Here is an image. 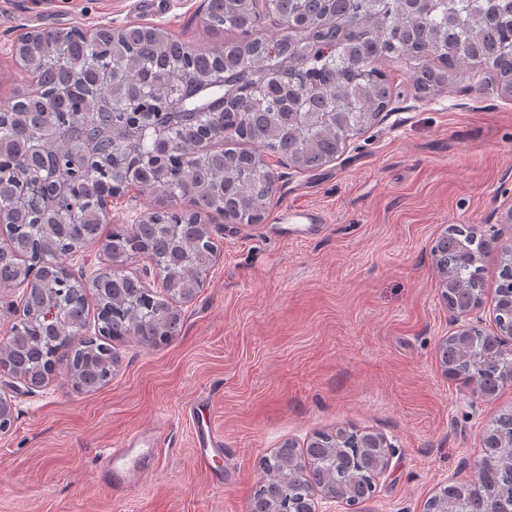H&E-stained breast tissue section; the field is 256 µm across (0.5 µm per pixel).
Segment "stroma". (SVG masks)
Masks as SVG:
<instances>
[{
	"label": "stroma",
	"mask_w": 512,
	"mask_h": 512,
	"mask_svg": "<svg viewBox=\"0 0 512 512\" xmlns=\"http://www.w3.org/2000/svg\"><path fill=\"white\" fill-rule=\"evenodd\" d=\"M203 14L202 0H0V101L36 86L12 51L26 32L139 24L201 49L240 40ZM382 67L397 88L387 112L318 169L273 163L278 192L261 222L206 214L224 232L202 288L179 305L177 336L114 343V375L91 392L61 374L33 390L0 377L14 406L0 512H248L262 457L339 426L394 447L364 512H424L448 476L469 479L485 427L512 411V385L484 399L440 365L456 325L432 248L464 226L490 243L493 279L512 240V98L477 68L423 100L405 65ZM306 206L322 223L289 235V209ZM197 400L224 435L216 474L195 462ZM134 434L157 444L118 497L98 459Z\"/></svg>",
	"instance_id": "35a3bbf8"
}]
</instances>
